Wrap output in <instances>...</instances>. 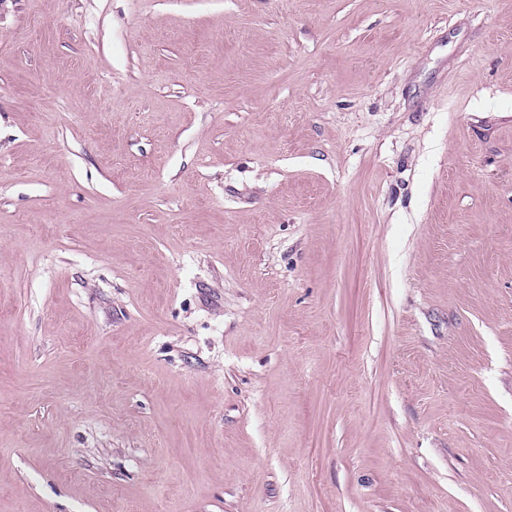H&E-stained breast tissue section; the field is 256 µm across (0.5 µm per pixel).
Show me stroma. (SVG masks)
Instances as JSON below:
<instances>
[{"instance_id":"obj_1","label":"stroma","mask_w":512,"mask_h":512,"mask_svg":"<svg viewBox=\"0 0 512 512\" xmlns=\"http://www.w3.org/2000/svg\"><path fill=\"white\" fill-rule=\"evenodd\" d=\"M0 512H512V0H0Z\"/></svg>"}]
</instances>
